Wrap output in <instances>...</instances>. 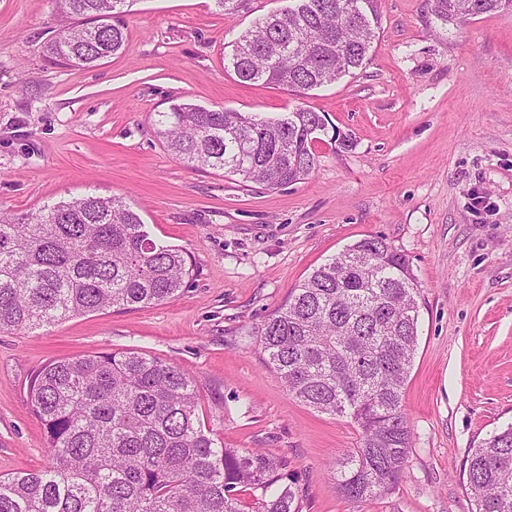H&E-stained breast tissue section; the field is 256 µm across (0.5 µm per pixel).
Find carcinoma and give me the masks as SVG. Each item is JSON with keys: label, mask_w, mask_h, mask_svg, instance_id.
Here are the masks:
<instances>
[{"label": "carcinoma", "mask_w": 512, "mask_h": 512, "mask_svg": "<svg viewBox=\"0 0 512 512\" xmlns=\"http://www.w3.org/2000/svg\"><path fill=\"white\" fill-rule=\"evenodd\" d=\"M232 44L244 82L297 95L366 64L379 0H290ZM129 0H58L66 24L54 59L90 68L125 42ZM512 0H431L441 22L493 14ZM167 149L279 189L304 179L329 121L299 106L276 117L175 103L153 119ZM192 274L184 252L156 243L116 197L86 195L30 216L0 212V331H26L107 308L175 299ZM418 282L406 256L380 236L362 238L319 266L258 328L267 366L312 409L351 420L361 445L329 464L343 496L391 494L412 448L403 392L418 345ZM43 423L49 469L0 475V512H302L288 459L226 448L200 423L199 394L183 370L136 351L51 362L28 388ZM470 512H512V425L469 450Z\"/></svg>", "instance_id": "cac0c4a2"}]
</instances>
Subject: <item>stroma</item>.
<instances>
[{"label":"stroma","instance_id":"1","mask_svg":"<svg viewBox=\"0 0 512 512\" xmlns=\"http://www.w3.org/2000/svg\"><path fill=\"white\" fill-rule=\"evenodd\" d=\"M287 4L251 0L226 15L213 0H134L123 49L77 69L46 52L56 0H0V211L115 195L193 265L175 300L0 332V475L49 464L26 402L39 368L132 350L193 376L217 441L287 457L302 512H468L467 453L512 424V10L445 25L429 0H381L364 68L297 96L241 82L224 62L255 18ZM183 100L304 106L353 144L316 143L313 172L269 190L167 150L152 117ZM368 236L406 254L418 281L403 397L413 443L391 495L351 501L328 463L359 447V429L288 394L255 333L314 269Z\"/></svg>","mask_w":512,"mask_h":512}]
</instances>
